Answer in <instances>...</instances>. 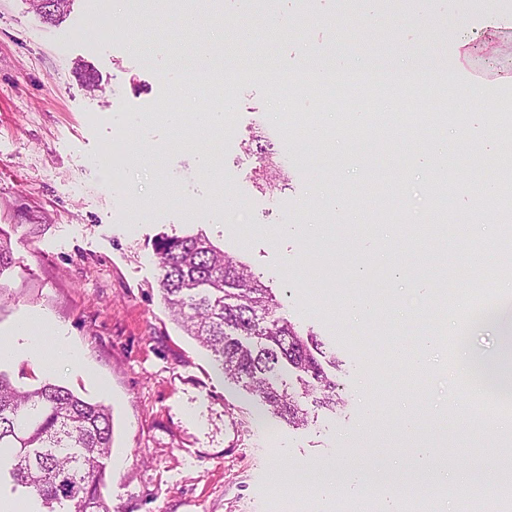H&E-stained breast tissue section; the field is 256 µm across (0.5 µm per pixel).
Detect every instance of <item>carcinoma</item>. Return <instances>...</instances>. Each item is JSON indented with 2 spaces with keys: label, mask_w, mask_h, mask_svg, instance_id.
Instances as JSON below:
<instances>
[{
  "label": "carcinoma",
  "mask_w": 512,
  "mask_h": 512,
  "mask_svg": "<svg viewBox=\"0 0 512 512\" xmlns=\"http://www.w3.org/2000/svg\"><path fill=\"white\" fill-rule=\"evenodd\" d=\"M266 189H279V164L262 157ZM506 177L497 199L512 202V157L504 156ZM161 292L174 317L195 337L228 379L254 392L279 422L308 423L302 399L334 407L336 381L323 364L322 344L276 315L279 302L248 267L203 235L166 236L156 244ZM501 344L490 358L470 364L473 380L497 397L512 395V324L502 320ZM295 384L282 379L284 369ZM112 448V415L47 382L19 389L0 372V466L11 465L13 480L47 512H109L98 494L101 459Z\"/></svg>",
  "instance_id": "carcinoma-1"
}]
</instances>
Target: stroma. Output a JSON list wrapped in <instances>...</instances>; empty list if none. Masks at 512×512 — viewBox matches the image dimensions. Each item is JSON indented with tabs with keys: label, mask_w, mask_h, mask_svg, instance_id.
I'll list each match as a JSON object with an SVG mask.
<instances>
[{
	"label": "stroma",
	"mask_w": 512,
	"mask_h": 512,
	"mask_svg": "<svg viewBox=\"0 0 512 512\" xmlns=\"http://www.w3.org/2000/svg\"><path fill=\"white\" fill-rule=\"evenodd\" d=\"M207 2L195 29L166 7L132 38L113 40L92 14L94 0H73L52 24L31 0H0V236L16 258L0 274V341L13 346L0 371L16 386L47 380L110 410L101 494L111 512H313L316 487L350 470L383 473L390 486L341 488L338 512H383L401 488L428 485L433 469L418 456L425 441L470 478L435 491L438 512H459L465 494L499 512L484 489L495 434L471 435L448 411L449 399L477 394L468 378H449L453 351L440 340L445 324L463 322L453 312L436 321L429 306L435 280L469 288L460 277L468 255L490 266L512 262L481 232L512 222V211L476 207L469 188L473 179L498 181L500 157L512 148L502 137L512 111L492 94L512 77V29L489 28L495 0H399L392 13L366 10L361 0H318L310 13L294 0H265L274 21L264 26L238 0ZM242 27L250 40L227 41L224 54L274 62L281 74L331 44L358 59L371 31L380 62L415 45L435 74L459 56L485 92L441 85L403 102L430 116L465 113L469 139L438 169L426 140L401 132L385 149L360 146L331 112L324 123L335 137L307 140L312 101L257 75L233 86L220 162L201 168L209 138L187 146L148 113L171 107L196 124L205 94L170 80L174 57ZM161 47L170 56H156ZM266 144L285 174L274 210L256 186ZM108 148L124 165L121 181L99 164ZM438 170L454 213L422 248L411 237L438 212ZM229 209L240 223L226 222ZM164 233L204 234L273 288L280 314L336 357L335 410L310 408L305 426L288 427L261 417L256 397L224 379L163 301L153 244ZM398 266L410 278L395 281ZM355 296L374 298L373 311L352 314ZM25 322L44 355L62 338L80 351V365L62 359L43 369L16 334ZM430 334L439 342L423 379L407 383L392 351ZM408 410L421 417L420 431L402 427Z\"/></svg>",
	"instance_id": "stroma-1"
}]
</instances>
